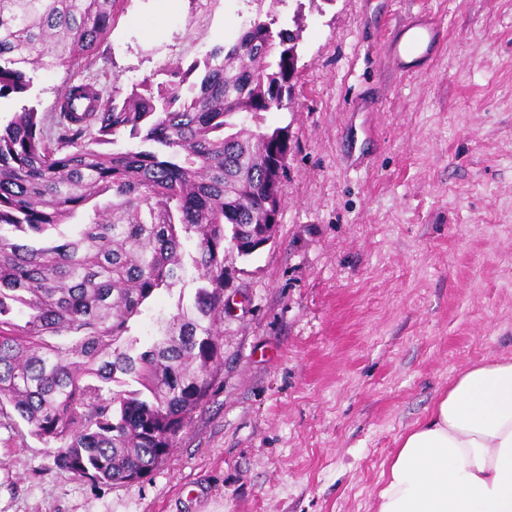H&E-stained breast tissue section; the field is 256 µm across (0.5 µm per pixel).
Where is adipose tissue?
Listing matches in <instances>:
<instances>
[{"mask_svg":"<svg viewBox=\"0 0 512 512\" xmlns=\"http://www.w3.org/2000/svg\"><path fill=\"white\" fill-rule=\"evenodd\" d=\"M376 512H512V361L461 374L402 435Z\"/></svg>","mask_w":512,"mask_h":512,"instance_id":"ef3b65f1","label":"adipose tissue"}]
</instances>
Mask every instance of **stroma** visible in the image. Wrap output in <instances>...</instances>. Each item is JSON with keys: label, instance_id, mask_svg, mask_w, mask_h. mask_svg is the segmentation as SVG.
I'll use <instances>...</instances> for the list:
<instances>
[{"label": "stroma", "instance_id": "1", "mask_svg": "<svg viewBox=\"0 0 512 512\" xmlns=\"http://www.w3.org/2000/svg\"><path fill=\"white\" fill-rule=\"evenodd\" d=\"M268 11L302 30L293 100L260 120L288 130L282 205L266 247L226 256L205 404L127 486L60 472L0 421V512H375L400 436L463 372L512 360V0H121L95 69L126 91ZM420 12L444 41L404 75L383 43ZM31 77L1 124L53 111L71 74Z\"/></svg>", "mask_w": 512, "mask_h": 512}]
</instances>
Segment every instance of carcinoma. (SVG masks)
<instances>
[{
    "label": "carcinoma",
    "instance_id": "1",
    "mask_svg": "<svg viewBox=\"0 0 512 512\" xmlns=\"http://www.w3.org/2000/svg\"><path fill=\"white\" fill-rule=\"evenodd\" d=\"M119 0H0V99L28 68L81 69ZM259 17L200 61L125 96L69 82L54 111L22 107L0 126V418L17 414L54 444L56 468L112 485L152 472L204 403L223 360L226 248L254 238L282 195V128L248 116L291 101L297 31ZM126 135L135 150L108 146ZM98 197L87 224L69 226ZM194 243V252L184 242ZM193 269L145 350L133 324ZM135 388L129 389V383Z\"/></svg>",
    "mask_w": 512,
    "mask_h": 512
}]
</instances>
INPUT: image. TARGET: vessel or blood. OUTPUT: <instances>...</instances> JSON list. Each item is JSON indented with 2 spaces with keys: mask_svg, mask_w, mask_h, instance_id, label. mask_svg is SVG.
<instances>
[{
  "mask_svg": "<svg viewBox=\"0 0 512 512\" xmlns=\"http://www.w3.org/2000/svg\"><path fill=\"white\" fill-rule=\"evenodd\" d=\"M440 43L439 32L426 16L412 18L403 28L392 33L386 41L387 53L401 72L414 70L423 61L432 59Z\"/></svg>",
  "mask_w": 512,
  "mask_h": 512,
  "instance_id": "1",
  "label": "vessel or blood"
}]
</instances>
